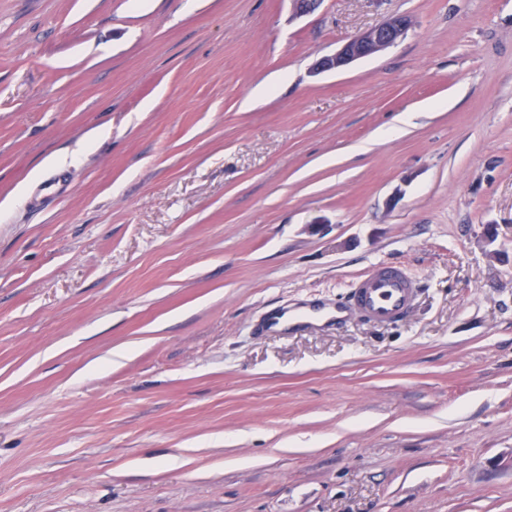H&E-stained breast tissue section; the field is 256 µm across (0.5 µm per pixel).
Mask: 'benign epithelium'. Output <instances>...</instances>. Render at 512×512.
Segmentation results:
<instances>
[{"label": "benign epithelium", "instance_id": "obj_1", "mask_svg": "<svg viewBox=\"0 0 512 512\" xmlns=\"http://www.w3.org/2000/svg\"><path fill=\"white\" fill-rule=\"evenodd\" d=\"M412 25L407 16H393L349 39L334 54L321 58L315 70L325 72L340 69L368 56L375 55L401 40Z\"/></svg>", "mask_w": 512, "mask_h": 512}]
</instances>
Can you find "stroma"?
<instances>
[{
  "instance_id": "1",
  "label": "stroma",
  "mask_w": 512,
  "mask_h": 512,
  "mask_svg": "<svg viewBox=\"0 0 512 512\" xmlns=\"http://www.w3.org/2000/svg\"><path fill=\"white\" fill-rule=\"evenodd\" d=\"M0 512H512V0H0ZM412 25L407 16H393L380 25L349 39L334 54L321 58L317 72L340 69L364 57L375 55L401 40ZM417 293L416 281L406 270L381 267L357 281L351 301L368 321L392 325L410 312Z\"/></svg>"
}]
</instances>
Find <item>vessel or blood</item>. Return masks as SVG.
Returning <instances> with one entry per match:
<instances>
[{
  "instance_id": "b4317fda",
  "label": "vessel or blood",
  "mask_w": 512,
  "mask_h": 512,
  "mask_svg": "<svg viewBox=\"0 0 512 512\" xmlns=\"http://www.w3.org/2000/svg\"><path fill=\"white\" fill-rule=\"evenodd\" d=\"M418 290L414 277L399 267H381L362 276L351 301L362 317L392 325L413 308Z\"/></svg>"
}]
</instances>
